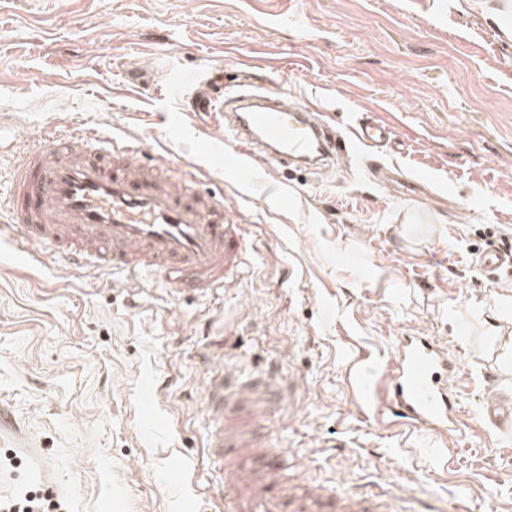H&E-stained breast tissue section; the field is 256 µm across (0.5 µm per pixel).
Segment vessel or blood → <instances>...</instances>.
<instances>
[{
  "label": "vessel or blood",
  "instance_id": "vessel-or-blood-1",
  "mask_svg": "<svg viewBox=\"0 0 512 512\" xmlns=\"http://www.w3.org/2000/svg\"><path fill=\"white\" fill-rule=\"evenodd\" d=\"M214 91L196 94L197 110L221 111L224 131L235 143L238 181L250 182L249 160L261 154L279 163L320 168L351 146L392 142L385 122L367 119L338 135L315 121L318 105L288 101L263 86L225 88L223 75L209 81ZM136 142H120L77 130L53 136L38 147L19 146L7 189H0L13 215L14 244L47 245L90 274L109 271L166 283L203 296L237 280L246 244L237 221L224 212L223 195L200 189L194 172L167 158L141 160ZM474 263L487 275L512 267V246H491ZM383 413L389 422L447 438L457 409L447 382L459 371L430 336L406 333L394 342ZM286 394L277 373L224 371L209 378L202 407L213 423L208 455L224 479V512H393L384 494L349 490L341 494L307 484L291 473L288 453L258 434L261 417L272 414ZM481 419L502 437L512 436V400L494 396Z\"/></svg>",
  "mask_w": 512,
  "mask_h": 512
}]
</instances>
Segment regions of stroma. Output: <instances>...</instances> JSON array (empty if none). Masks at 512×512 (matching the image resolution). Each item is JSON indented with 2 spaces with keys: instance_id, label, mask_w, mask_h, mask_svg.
<instances>
[{
  "instance_id": "35a3bbf8",
  "label": "stroma",
  "mask_w": 512,
  "mask_h": 512,
  "mask_svg": "<svg viewBox=\"0 0 512 512\" xmlns=\"http://www.w3.org/2000/svg\"><path fill=\"white\" fill-rule=\"evenodd\" d=\"M218 71L318 99L342 130L386 121L403 150L321 172L260 159L236 182L222 114L191 105ZM74 126L196 168L243 226V274L191 297L0 245V497L224 512L201 398L222 368L272 365L298 389L265 427L301 477L398 512L424 493L512 512V441L479 419L512 397V270L470 262L512 243V0H0V127L35 146ZM404 333L461 363L446 443L378 417Z\"/></svg>"
}]
</instances>
